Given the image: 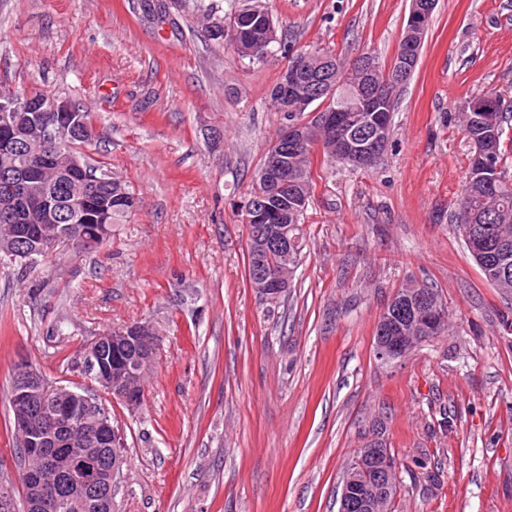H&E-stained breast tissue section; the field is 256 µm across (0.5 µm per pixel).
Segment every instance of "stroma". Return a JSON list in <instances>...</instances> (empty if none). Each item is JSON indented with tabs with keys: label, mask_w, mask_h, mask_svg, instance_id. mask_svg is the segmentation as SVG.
<instances>
[{
	"label": "stroma",
	"mask_w": 512,
	"mask_h": 512,
	"mask_svg": "<svg viewBox=\"0 0 512 512\" xmlns=\"http://www.w3.org/2000/svg\"><path fill=\"white\" fill-rule=\"evenodd\" d=\"M271 6L294 49L388 63L411 0ZM285 65L219 47L193 0H0V81L93 112L87 153L141 199L99 248L0 266V480H19L17 365L84 388L83 347L146 322L143 404L108 406L115 512H338L374 433L400 462L395 512H512V297L454 222L473 155L458 113L512 99V0H438L384 154L322 172L273 306L248 282L244 213ZM409 283L438 291L450 327L384 363L376 325Z\"/></svg>",
	"instance_id": "stroma-1"
}]
</instances>
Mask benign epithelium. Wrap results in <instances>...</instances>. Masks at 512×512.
<instances>
[{"label":"benign epithelium","instance_id":"7a95c632","mask_svg":"<svg viewBox=\"0 0 512 512\" xmlns=\"http://www.w3.org/2000/svg\"><path fill=\"white\" fill-rule=\"evenodd\" d=\"M436 0H411L405 35L395 55L392 80L387 85L374 82L377 69L370 53L354 61L363 83L357 86L356 97L360 114L324 112L310 108L309 100L321 95L331 99L337 84L331 75L334 59L322 55L292 51L288 65L279 82V98L294 104L284 105V112L301 107L305 117L295 116L284 121L277 134L266 145L270 161L260 176L268 187V194L252 209L250 221L262 225L258 247L279 255L288 263L297 244L296 225L284 224L288 212L297 209L299 201L278 195L279 187L292 181L294 171L288 165V156L295 155L307 141V130L325 125L345 130L349 124L361 127L355 136H342L336 145L334 158L350 165H360L378 157L389 139V120L394 105V89L402 86L418 64L422 40L429 26ZM501 99L477 98L466 102L463 110L477 112L489 124L497 122ZM12 133L8 155L7 175L13 193L3 199L5 211L13 216V239L18 242L33 240L34 255H45L47 250L62 244L71 249L80 242L87 248L100 245L99 239H88L78 234L74 224L56 223L58 215L48 198V185L42 178L48 166L64 170L83 168L84 159L71 152L61 156L54 151L34 150L28 139L32 127L40 128L50 141L59 134L69 133L80 141H89L94 127L88 125L68 99H57L47 106L0 103V128ZM90 192L77 184L66 187L68 211L77 215L83 211ZM466 240L489 262H499L501 249L497 240L483 234L482 229L471 228ZM251 278L256 290L267 300H275L288 288V280L274 265L253 267ZM447 313L446 305L421 292L403 302L392 298L378 320L375 355L380 361H392L405 355L402 324L413 318L431 331ZM155 355V338L144 323L132 324L120 333L99 336L83 348V364L109 399L133 413L140 407L143 392L140 389L143 370ZM15 413V428L27 453L41 458L42 468L25 467L19 485L24 493L27 512H39L53 507L59 512H112V479L123 464V448L118 433L112 426L109 413L100 411V405L91 396H80L63 386H49L43 376L27 366L15 371L11 396ZM112 449L108 459L100 452ZM363 454L375 457L378 474L373 478L347 479L341 492L340 512H372L386 497L388 484L398 475V462L384 443L374 434L365 442Z\"/></svg>","mask_w":512,"mask_h":512}]
</instances>
